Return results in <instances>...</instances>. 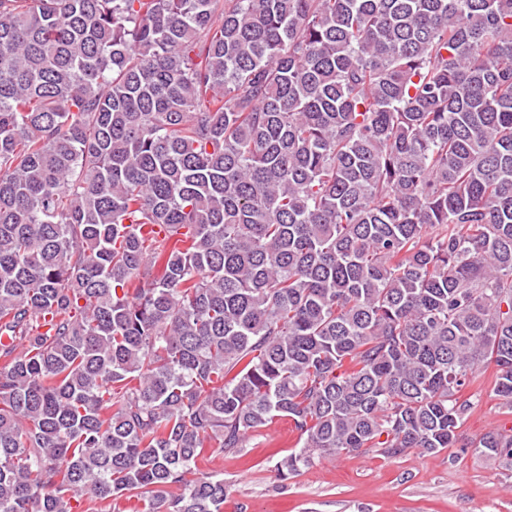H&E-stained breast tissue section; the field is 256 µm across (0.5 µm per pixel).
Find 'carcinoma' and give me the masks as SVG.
I'll use <instances>...</instances> for the list:
<instances>
[{
	"mask_svg": "<svg viewBox=\"0 0 512 512\" xmlns=\"http://www.w3.org/2000/svg\"><path fill=\"white\" fill-rule=\"evenodd\" d=\"M512 411V0H0V512H224ZM180 493H170L172 487ZM494 372L492 365L479 370L475 381L467 387L470 408L460 428L466 442L478 440L487 432L512 429V413L501 407L491 390Z\"/></svg>",
	"mask_w": 512,
	"mask_h": 512,
	"instance_id": "cac0c4a2",
	"label": "carcinoma"
}]
</instances>
